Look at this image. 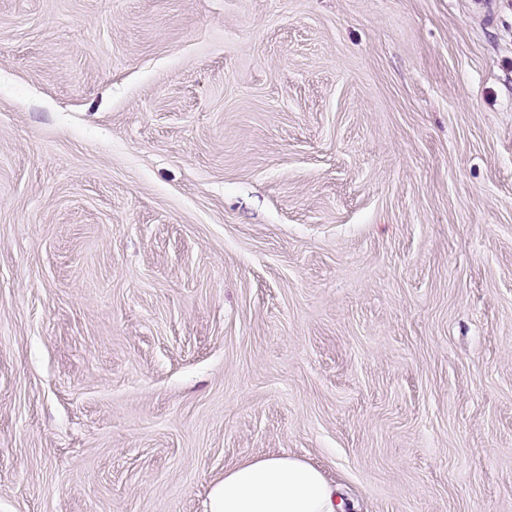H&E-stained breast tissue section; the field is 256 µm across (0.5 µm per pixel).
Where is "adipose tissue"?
I'll use <instances>...</instances> for the list:
<instances>
[{"instance_id": "adipose-tissue-1", "label": "adipose tissue", "mask_w": 512, "mask_h": 512, "mask_svg": "<svg viewBox=\"0 0 512 512\" xmlns=\"http://www.w3.org/2000/svg\"><path fill=\"white\" fill-rule=\"evenodd\" d=\"M335 499L318 468L283 452L225 470L211 488L208 512H337Z\"/></svg>"}]
</instances>
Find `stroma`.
<instances>
[{
	"mask_svg": "<svg viewBox=\"0 0 512 512\" xmlns=\"http://www.w3.org/2000/svg\"><path fill=\"white\" fill-rule=\"evenodd\" d=\"M512 512V0H0V512ZM322 472L286 452L251 457L227 469L209 494L208 512H337Z\"/></svg>",
	"mask_w": 512,
	"mask_h": 512,
	"instance_id": "1",
	"label": "stroma"
}]
</instances>
